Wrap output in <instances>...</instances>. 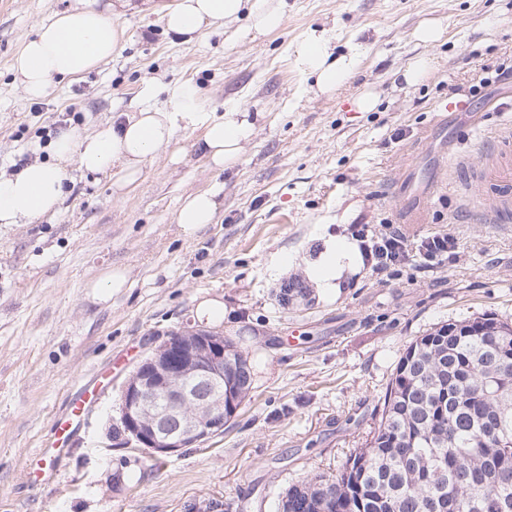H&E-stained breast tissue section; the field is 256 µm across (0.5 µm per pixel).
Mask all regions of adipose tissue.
<instances>
[{
  "label": "adipose tissue",
  "instance_id": "ef3b65f1",
  "mask_svg": "<svg viewBox=\"0 0 512 512\" xmlns=\"http://www.w3.org/2000/svg\"><path fill=\"white\" fill-rule=\"evenodd\" d=\"M152 0H86L79 7L55 14L41 26L17 53L13 68L25 93L44 96L53 79L75 78L111 58L120 48L122 32L113 16L151 10ZM288 9L287 0H174L163 14L168 31L178 35L197 34L208 24L249 19L248 32L262 37L277 30ZM301 63L318 93L331 94L346 84L356 60L335 55L327 41L309 38L301 48ZM254 128L249 112L234 109L222 119L206 124L201 149L210 164L224 169L240 158ZM171 116L149 108L125 119L83 134L78 129L62 133L56 142L57 163L34 162L12 177L0 179V224H27L55 212L65 196L69 165L86 172L112 175L117 190L133 189L143 164L174 138ZM222 185L189 196L176 217L184 233H195L213 223L220 205ZM351 255L343 239L330 244L322 261L311 267L308 277L324 290L336 289L344 259Z\"/></svg>",
  "mask_w": 512,
  "mask_h": 512
}]
</instances>
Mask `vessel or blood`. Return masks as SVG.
Here are the masks:
<instances>
[{"instance_id":"1","label":"vessel or blood","mask_w":512,"mask_h":512,"mask_svg":"<svg viewBox=\"0 0 512 512\" xmlns=\"http://www.w3.org/2000/svg\"><path fill=\"white\" fill-rule=\"evenodd\" d=\"M493 151L495 162L483 172L480 179V195L485 209L497 223L512 222V141H498ZM87 412V401L79 397L73 400L67 418L56 421L54 435L59 441H67L74 431L73 424Z\"/></svg>"}]
</instances>
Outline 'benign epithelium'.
<instances>
[{"label":"benign epithelium","mask_w":512,"mask_h":512,"mask_svg":"<svg viewBox=\"0 0 512 512\" xmlns=\"http://www.w3.org/2000/svg\"><path fill=\"white\" fill-rule=\"evenodd\" d=\"M240 350L213 330L184 327L138 361L121 390L126 442L155 457L199 448L224 432V372H243Z\"/></svg>","instance_id":"7a95c632"}]
</instances>
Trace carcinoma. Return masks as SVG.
Returning <instances> with one entry per match:
<instances>
[{
  "mask_svg": "<svg viewBox=\"0 0 512 512\" xmlns=\"http://www.w3.org/2000/svg\"><path fill=\"white\" fill-rule=\"evenodd\" d=\"M278 512H512V324L478 317L409 344L367 447L289 485Z\"/></svg>",
  "mask_w": 512,
  "mask_h": 512,
  "instance_id": "obj_1",
  "label": "carcinoma"
}]
</instances>
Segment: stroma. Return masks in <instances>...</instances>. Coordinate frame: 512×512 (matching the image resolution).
<instances>
[{"label":"stroma","mask_w":512,"mask_h":512,"mask_svg":"<svg viewBox=\"0 0 512 512\" xmlns=\"http://www.w3.org/2000/svg\"><path fill=\"white\" fill-rule=\"evenodd\" d=\"M79 2L0 0V176L23 158L55 162L60 132L143 107L171 113L182 160L160 150L121 196L109 174L71 170L57 212L0 224V512H277L290 484L366 447L412 341L483 315L512 321V230L480 215L478 183L456 190L451 164L480 171L512 134V82L451 92L512 56V0H288L282 27L255 40L237 37L243 17L188 38L160 13L126 14L112 60L29 99L17 52ZM426 21L442 28L438 42L416 38ZM313 35L357 59L330 97L303 72ZM419 57L433 62L422 82L394 79ZM367 90L377 104L357 111ZM236 107L256 114L255 129L220 171L199 141ZM217 183L216 222L184 234L181 202ZM386 220L454 244L381 272L353 253L336 290L308 285L278 304L328 242ZM114 267L125 288L97 287ZM205 302L223 303L215 327L252 362L250 400L202 447L154 457L123 446L112 428L125 378L168 332L200 324ZM85 390L71 454L33 485L55 419Z\"/></svg>","instance_id":"1"}]
</instances>
